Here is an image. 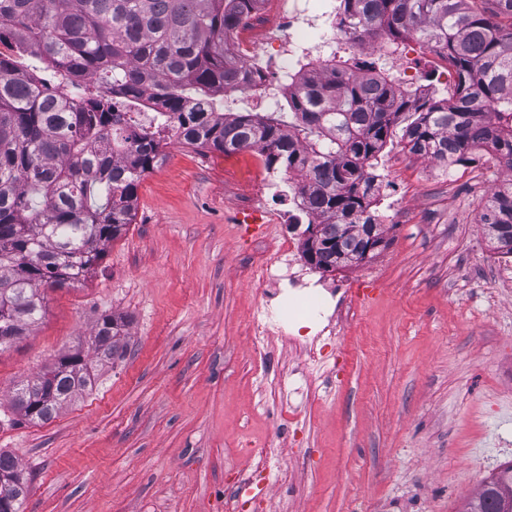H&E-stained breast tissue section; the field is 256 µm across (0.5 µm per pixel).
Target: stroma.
Returning a JSON list of instances; mask_svg holds the SVG:
<instances>
[{
	"mask_svg": "<svg viewBox=\"0 0 512 512\" xmlns=\"http://www.w3.org/2000/svg\"><path fill=\"white\" fill-rule=\"evenodd\" d=\"M140 182L135 219L75 288H45V314L0 352V451L30 479L26 512H224V491L274 443L257 512H462L512 464V263L489 243L481 201L507 177L480 161L437 180L429 159L387 146L404 210H383L386 246L314 278L357 300L334 339L246 337L255 274L308 219L245 158L168 139ZM277 216L254 233L241 209ZM127 321L122 356L48 422L21 420L22 379ZM325 364L310 367V348Z\"/></svg>",
	"mask_w": 512,
	"mask_h": 512,
	"instance_id": "obj_1",
	"label": "stroma"
}]
</instances>
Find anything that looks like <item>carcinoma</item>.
Listing matches in <instances>:
<instances>
[{
	"mask_svg": "<svg viewBox=\"0 0 512 512\" xmlns=\"http://www.w3.org/2000/svg\"><path fill=\"white\" fill-rule=\"evenodd\" d=\"M253 0H0V350L37 327L41 288L71 286L135 218L142 177L165 158L162 134L194 148L255 146L308 199L321 244L315 268L361 257L372 223L371 172L401 128L411 155L479 162L485 147L512 173V0L477 11L468 0H340L338 25L364 47L415 38L455 74L443 98L422 97L365 58L295 81L289 113L224 112L227 90L262 93L261 73L224 55ZM34 59L37 64L27 63ZM154 111L148 124L132 119ZM290 121H285L284 117ZM349 225L342 249L336 227ZM481 224L512 255V178L481 202ZM125 322L103 316L90 337L98 361L123 352ZM83 344L21 381L12 407L44 423L92 384ZM512 465L486 478L465 512H502ZM29 479L0 452V512H25Z\"/></svg>",
	"mask_w": 512,
	"mask_h": 512,
	"instance_id": "cac0c4a2",
	"label": "carcinoma"
}]
</instances>
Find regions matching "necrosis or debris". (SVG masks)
<instances>
[{"mask_svg":"<svg viewBox=\"0 0 512 512\" xmlns=\"http://www.w3.org/2000/svg\"><path fill=\"white\" fill-rule=\"evenodd\" d=\"M273 2L255 0L246 24L226 39L229 54L266 75L267 88L259 100L264 110L275 106L290 91L283 72L295 76L319 72L352 48L336 24L335 9L316 17L310 14L307 0H286L279 9ZM316 27L321 30L318 41H308V31ZM293 257V248H286L256 273L259 286L267 293L252 324L253 345H260L272 332L291 335L299 308H306L316 323L332 319L341 311L336 294L326 293L319 283L294 279L289 271Z\"/></svg>","mask_w":512,"mask_h":512,"instance_id":"4bbe7bcc","label":"necrosis or debris"}]
</instances>
